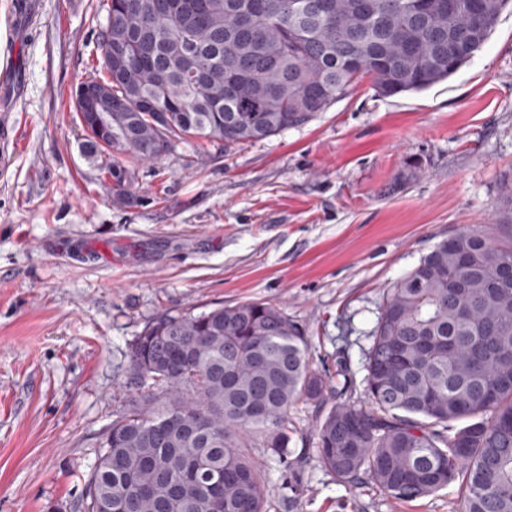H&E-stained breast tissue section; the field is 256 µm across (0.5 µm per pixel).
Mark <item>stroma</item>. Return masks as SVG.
Returning <instances> with one entry per match:
<instances>
[{
	"mask_svg": "<svg viewBox=\"0 0 512 512\" xmlns=\"http://www.w3.org/2000/svg\"><path fill=\"white\" fill-rule=\"evenodd\" d=\"M0 0V57L25 73L16 155L0 175V512H84L112 413L133 389L128 346L162 313L260 300L305 328L315 367L365 400L388 288L439 241L493 221L512 177V12L447 81L382 98L360 82L256 143L120 156L138 200L107 194L77 86L100 60L95 0H43L26 36ZM267 512H461L458 484L416 501L336 480L316 458L294 494L252 451Z\"/></svg>",
	"mask_w": 512,
	"mask_h": 512,
	"instance_id": "stroma-1",
	"label": "stroma"
}]
</instances>
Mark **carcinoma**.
Returning <instances> with one entry per match:
<instances>
[{"label": "carcinoma", "instance_id": "obj_1", "mask_svg": "<svg viewBox=\"0 0 512 512\" xmlns=\"http://www.w3.org/2000/svg\"><path fill=\"white\" fill-rule=\"evenodd\" d=\"M100 0L101 59L90 83L112 111L77 112L90 157L158 161L190 140L258 142L308 122L362 79L382 97L421 92L469 63L512 0ZM112 200L135 173L105 167ZM496 225L512 229V180ZM438 242L387 292L367 352V405L341 402L311 366L305 329L278 306L217 303L165 312L129 348L136 395L112 412L85 489L86 512H266L250 449L293 455L289 414L316 427L325 469L402 501L460 483L462 512H512V234L483 225ZM470 256L464 265L460 257ZM295 456V455H293ZM303 455L295 456V464Z\"/></svg>", "mask_w": 512, "mask_h": 512}]
</instances>
